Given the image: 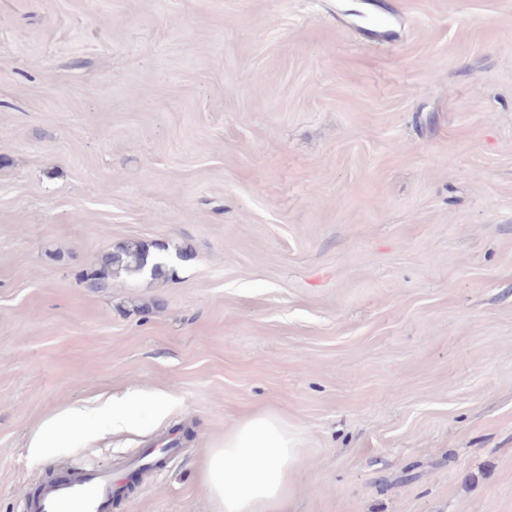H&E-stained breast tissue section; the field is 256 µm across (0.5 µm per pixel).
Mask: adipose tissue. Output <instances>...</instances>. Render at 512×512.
I'll return each instance as SVG.
<instances>
[{"instance_id": "1", "label": "adipose tissue", "mask_w": 512, "mask_h": 512, "mask_svg": "<svg viewBox=\"0 0 512 512\" xmlns=\"http://www.w3.org/2000/svg\"><path fill=\"white\" fill-rule=\"evenodd\" d=\"M298 453L287 422L261 410L243 417L207 449L204 489L214 512H284Z\"/></svg>"}]
</instances>
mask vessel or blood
<instances>
[{"label": "vessel or blood", "mask_w": 512, "mask_h": 512, "mask_svg": "<svg viewBox=\"0 0 512 512\" xmlns=\"http://www.w3.org/2000/svg\"><path fill=\"white\" fill-rule=\"evenodd\" d=\"M115 494L101 469L70 467L43 482L26 502L27 512H108Z\"/></svg>", "instance_id": "1"}]
</instances>
